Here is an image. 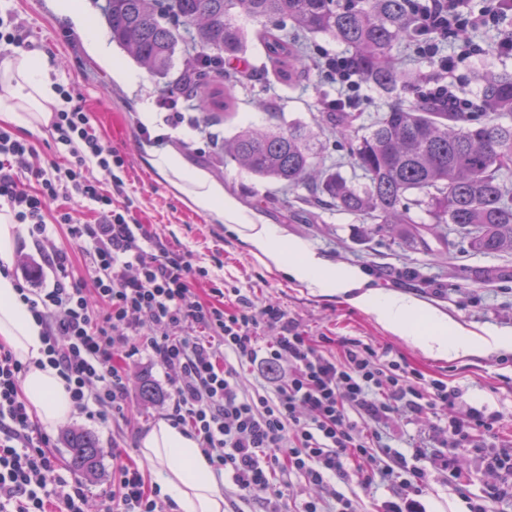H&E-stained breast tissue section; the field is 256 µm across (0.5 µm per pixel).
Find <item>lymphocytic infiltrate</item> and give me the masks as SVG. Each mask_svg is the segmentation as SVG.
<instances>
[{"mask_svg":"<svg viewBox=\"0 0 512 512\" xmlns=\"http://www.w3.org/2000/svg\"><path fill=\"white\" fill-rule=\"evenodd\" d=\"M418 32L416 57L444 73L454 57L439 44L468 31L493 28L496 51L512 55V0H409ZM314 67L338 86L348 109L360 102V80L343 54L327 55ZM62 107L53 109L49 137L66 147L65 166H34L29 140L0 126V201L22 224L36 247L48 279L24 288L20 297L42 325L46 363L65 383L76 409L100 421H126L130 410L128 360L145 354L168 372L172 425L189 427L208 464L231 477L235 495L262 503L265 512H288V486L281 474L303 473L310 484L328 488L331 505L303 502L297 512H355L353 502L330 486L346 479L356 463L367 482L391 490L382 512H426L422 503L431 470L418 462L432 458L434 469L459 478L456 451L476 454L493 475L483 496L468 498V512H489L493 502L512 501V448L497 444L501 419L488 406H467L435 427L441 453L417 444L392 446L382 429L395 416L421 417L453 410L459 388L395 359L353 337L337 342L339 356L328 355L330 337L312 339L299 331L278 304L254 306L230 289L214 288L215 302L202 301L193 283L206 277L185 254L169 249L139 224L129 205L114 204L86 172L122 165L91 125L87 110L65 87ZM62 199L94 203L93 221L66 208L50 212ZM67 227V237L86 256L89 283L75 279L70 253L45 249L50 224ZM180 335H172V328ZM251 365L266 377L287 366L282 383L242 391L237 367ZM27 370L0 344V512H85L86 485L67 480L42 429L21 396ZM111 493L100 512H165L169 496L149 486L126 449L112 450Z\"/></svg>","mask_w":512,"mask_h":512,"instance_id":"1","label":"lymphocytic infiltrate"}]
</instances>
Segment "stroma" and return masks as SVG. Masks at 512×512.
Segmentation results:
<instances>
[{
  "instance_id": "stroma-1",
  "label": "stroma",
  "mask_w": 512,
  "mask_h": 512,
  "mask_svg": "<svg viewBox=\"0 0 512 512\" xmlns=\"http://www.w3.org/2000/svg\"><path fill=\"white\" fill-rule=\"evenodd\" d=\"M0 10L12 13L23 38L22 52L46 56L54 83L68 88L89 110L90 122L104 144L124 157L115 176L91 168L104 190L122 180L134 218L155 232L171 249L185 253L193 267L209 272L197 283L201 295L211 286L239 289L254 305L265 301L279 304L309 336L357 337L376 349H389L426 378L440 379L458 387L463 402L487 405L500 412L497 433L512 447V352H494L482 357L441 360L395 336L371 315L351 305L343 296L318 293L304 288L284 273L267 269L251 254L248 245L232 225L196 208L185 195L160 176L154 167L158 154L175 156L183 168L204 174L256 223L277 228L284 242L302 241L333 266L361 270L370 287L414 296L425 306L439 310L469 329H496L512 334V281L484 283L469 281L459 286L453 273L456 257L448 255L438 241L422 251L394 235L373 234L365 221L332 207L314 203L309 191L291 193L278 185L256 179L235 162L226 160L222 141L248 123L285 126L300 122L319 129L324 144L325 166L354 183L361 172L354 165L347 141L336 137L329 127L319 126L323 103L336 99V87L310 67L299 69L292 82H283L265 65L256 37H249L244 59L249 79L236 85L234 105L217 112L207 125L218 137L207 144L189 124L169 127L156 105L163 94V82L136 64L118 46L103 55L91 47L82 30L62 12L59 0H0ZM495 32L472 34L481 55L464 60L448 80L456 93L480 102L481 90L474 77L490 69L512 75V58L495 56ZM151 121H144L143 112ZM157 390L152 402L140 395L142 382ZM167 375L164 369L142 356L128 368L132 411L128 421L103 424L86 414L74 413L65 423L52 427L54 452L65 478H74L68 467L64 435L71 429L92 432L100 450L95 477L87 479L91 491L90 512H97L100 496L112 488V446H126L137 455L144 432L168 412L164 397ZM458 468L467 479L465 493H458L446 474L432 473L423 502L427 512H467L465 496L483 495L492 477L481 470L472 455L458 457Z\"/></svg>"
}]
</instances>
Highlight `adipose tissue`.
I'll return each mask as SVG.
<instances>
[{
	"instance_id": "adipose-tissue-1",
	"label": "adipose tissue",
	"mask_w": 512,
	"mask_h": 512,
	"mask_svg": "<svg viewBox=\"0 0 512 512\" xmlns=\"http://www.w3.org/2000/svg\"><path fill=\"white\" fill-rule=\"evenodd\" d=\"M56 102L50 66L44 56L24 54L0 61V120L33 128L48 123ZM154 165L161 174H174L180 190L198 208L235 225L263 263L307 287L347 295L351 304L432 357L458 359L512 351V335L467 330L411 296L368 288L362 272L328 264L306 243H282L276 228L253 223L205 177L183 170L172 157L158 156ZM0 343L28 365L22 395L32 413L47 425L67 420L74 407L63 380L56 370L35 365L43 356L42 328L21 301L14 279L1 273ZM139 456L148 464L153 482L170 496L174 512H224V480L215 474L197 440L187 431L158 422L141 438Z\"/></svg>"
}]
</instances>
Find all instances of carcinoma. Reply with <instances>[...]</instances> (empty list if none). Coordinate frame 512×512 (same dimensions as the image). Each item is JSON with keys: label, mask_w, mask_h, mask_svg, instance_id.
I'll return each mask as SVG.
<instances>
[{"label": "carcinoma", "mask_w": 512, "mask_h": 512, "mask_svg": "<svg viewBox=\"0 0 512 512\" xmlns=\"http://www.w3.org/2000/svg\"><path fill=\"white\" fill-rule=\"evenodd\" d=\"M409 0H107L104 19L112 40L135 62L165 80V92L227 108L233 84L225 69L241 62L247 24L260 26L261 43L278 75L293 80L303 65L300 41L332 36L351 52L360 78L387 93L415 88L421 75L398 70L391 53L414 36ZM183 68L173 74L177 56ZM486 112H443L429 102L396 100L368 127L352 135L358 115L326 112L323 121L352 137L351 155L367 183L354 185L322 168L323 147L305 124L244 126L224 141V156L253 176L290 192L313 188L338 210L363 216L376 232L404 236L428 248L426 235L448 252L512 254V75L480 73ZM422 207L430 222L414 218ZM69 464L91 477L99 463L90 432L66 433Z\"/></svg>", "instance_id": "obj_1"}]
</instances>
